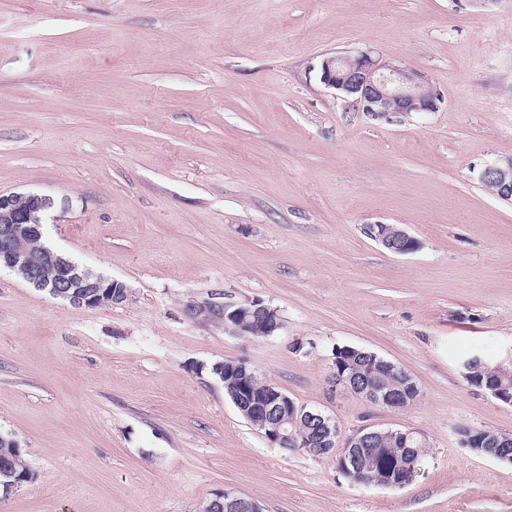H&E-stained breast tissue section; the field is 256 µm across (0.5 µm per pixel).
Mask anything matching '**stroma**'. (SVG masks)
<instances>
[{
	"label": "stroma",
	"mask_w": 512,
	"mask_h": 512,
	"mask_svg": "<svg viewBox=\"0 0 512 512\" xmlns=\"http://www.w3.org/2000/svg\"><path fill=\"white\" fill-rule=\"evenodd\" d=\"M420 73L434 112L374 117L320 83L331 55ZM512 0H0V193L55 201L45 235L122 281L78 307L0 269V435L33 474L0 512H512V464L461 427L512 435V405L463 378L512 345ZM417 239L397 255L365 225ZM263 300L252 338L187 313ZM380 355L420 395L381 407L331 374ZM240 360L359 429L419 430L409 484L351 483L244 419L211 371ZM483 186L492 187L493 194L512 203V157L486 165L479 174ZM201 512H263L254 500L224 492L210 500Z\"/></svg>",
	"instance_id": "stroma-1"
}]
</instances>
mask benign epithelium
I'll return each mask as SVG.
<instances>
[{"label": "benign epithelium", "mask_w": 512, "mask_h": 512, "mask_svg": "<svg viewBox=\"0 0 512 512\" xmlns=\"http://www.w3.org/2000/svg\"><path fill=\"white\" fill-rule=\"evenodd\" d=\"M319 80L326 87L338 91L375 116L387 112H434L441 98L417 71L395 65L369 53L345 56H325L317 66ZM482 185L493 188V194L512 202V157L486 165L479 174ZM54 199L42 192L0 194V267L5 266L33 287L61 297L74 306L99 307L118 304L121 294L115 288L125 284L119 280L98 276L73 264L58 251L31 244L44 237V226ZM369 235L395 254H407L420 248V242L404 230L389 224H373ZM54 267L59 274L50 280L45 270ZM199 314L214 312L226 322L224 329L243 336L249 328L265 324L269 335L279 328L277 310L261 300H252L245 307L240 303L202 302L195 305ZM333 384L372 401L395 409L406 394L396 393L376 377H361L336 370ZM240 408L246 413L262 414L265 425L262 434L273 445L295 443L298 437L288 425L300 421L312 436L316 450L336 456L339 430L336 420L321 411L298 404L288 396L276 392L247 395L236 393ZM201 512H263L254 500L224 492L210 500Z\"/></svg>", "instance_id": "obj_1"}]
</instances>
